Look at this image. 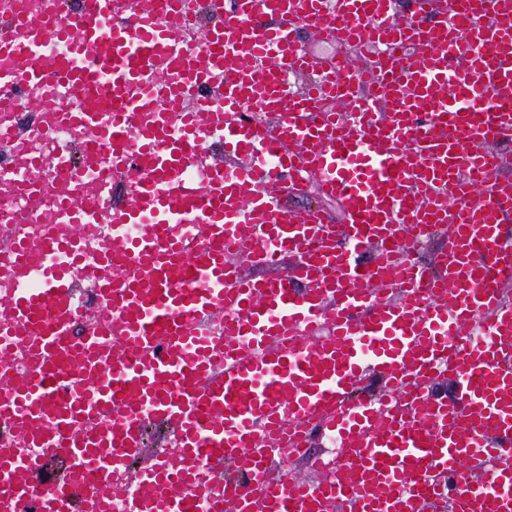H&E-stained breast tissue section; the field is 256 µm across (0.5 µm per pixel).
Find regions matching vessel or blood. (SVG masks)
<instances>
[{
	"label": "vessel or blood",
	"mask_w": 512,
	"mask_h": 512,
	"mask_svg": "<svg viewBox=\"0 0 512 512\" xmlns=\"http://www.w3.org/2000/svg\"><path fill=\"white\" fill-rule=\"evenodd\" d=\"M406 2L399 24L397 0H210L223 23L189 38L184 0L0 19V86L47 112L81 91L68 122L100 172L82 197L65 172L46 214L25 150L0 201L47 216L46 253L69 255L0 295V417L25 433L0 447V512H512V104L488 101L512 83V21L504 0ZM303 25L376 56L310 74ZM311 182L343 223L288 210ZM91 229L112 248L84 273L80 332ZM22 344L37 362L18 370ZM155 423L174 454L148 452ZM319 436L345 463L311 454ZM283 442L315 479L272 473ZM0 166L11 169L12 178L0 182V198H11L28 177V172L18 165L7 153L0 152Z\"/></svg>",
	"instance_id": "obj_1"
}]
</instances>
